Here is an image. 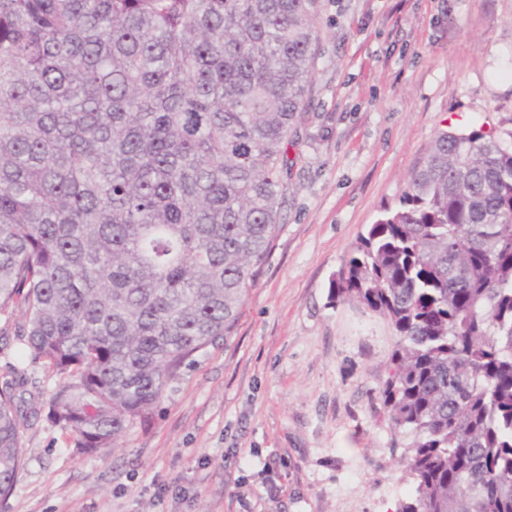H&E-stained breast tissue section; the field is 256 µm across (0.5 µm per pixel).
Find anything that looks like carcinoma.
<instances>
[{"mask_svg":"<svg viewBox=\"0 0 512 512\" xmlns=\"http://www.w3.org/2000/svg\"><path fill=\"white\" fill-rule=\"evenodd\" d=\"M318 0H0V336L116 447L233 332L276 238ZM398 341L395 512H512V141L435 137L332 284ZM0 374V498L41 402Z\"/></svg>","mask_w":512,"mask_h":512,"instance_id":"carcinoma-1","label":"carcinoma"}]
</instances>
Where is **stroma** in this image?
<instances>
[{
    "instance_id": "stroma-1",
    "label": "stroma",
    "mask_w": 512,
    "mask_h": 512,
    "mask_svg": "<svg viewBox=\"0 0 512 512\" xmlns=\"http://www.w3.org/2000/svg\"><path fill=\"white\" fill-rule=\"evenodd\" d=\"M319 5L279 232L232 335L120 447L85 456L32 419L0 512H395L409 494L379 401L395 332L331 283L439 130L512 138V0ZM10 364L49 398L52 369L0 336Z\"/></svg>"
}]
</instances>
